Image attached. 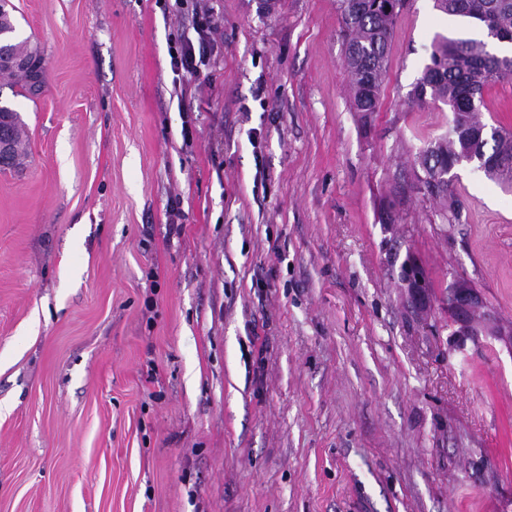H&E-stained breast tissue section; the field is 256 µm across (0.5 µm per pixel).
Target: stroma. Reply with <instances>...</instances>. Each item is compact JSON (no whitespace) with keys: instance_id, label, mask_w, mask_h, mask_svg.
<instances>
[{"instance_id":"1","label":"stroma","mask_w":512,"mask_h":512,"mask_svg":"<svg viewBox=\"0 0 512 512\" xmlns=\"http://www.w3.org/2000/svg\"><path fill=\"white\" fill-rule=\"evenodd\" d=\"M11 2L45 87L0 77V512H512V346L448 325L463 275L512 327V189L467 166L457 223L411 193L381 221L465 24L407 0L365 124L336 0H209L224 51L181 78L174 0ZM485 102L512 131V77ZM0 131L10 140L8 155L0 160V170H18L24 167L28 157L26 149L25 123L19 113L9 106L0 105ZM407 277L405 280L412 297L417 301H425L428 298V286L426 277L422 269L413 261H408L406 265Z\"/></svg>"}]
</instances>
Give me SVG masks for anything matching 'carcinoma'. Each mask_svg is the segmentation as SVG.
Here are the masks:
<instances>
[{"label": "carcinoma", "instance_id": "carcinoma-1", "mask_svg": "<svg viewBox=\"0 0 512 512\" xmlns=\"http://www.w3.org/2000/svg\"><path fill=\"white\" fill-rule=\"evenodd\" d=\"M405 0H337L345 66L351 79V105L368 118L379 110L389 70L393 33ZM434 7L451 18L494 26L487 36L512 45V0H434ZM43 56L37 42L16 35L14 7L0 0V76L13 80L14 95L30 99L44 86ZM512 76V53H497L487 41L473 37L436 38L408 103L420 107L441 102L453 113L448 134L427 144L418 156L410 191L433 186L428 199L441 202L440 213L455 210L452 169L462 157L475 160L484 175L512 188V133L479 119L485 88ZM0 128L9 139L0 170H18L28 157L25 123L19 113L0 105Z\"/></svg>", "mask_w": 512, "mask_h": 512}]
</instances>
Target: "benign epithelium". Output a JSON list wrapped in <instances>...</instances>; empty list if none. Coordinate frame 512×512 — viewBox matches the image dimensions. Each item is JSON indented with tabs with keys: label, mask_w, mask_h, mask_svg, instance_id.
Listing matches in <instances>:
<instances>
[{
	"label": "benign epithelium",
	"mask_w": 512,
	"mask_h": 512,
	"mask_svg": "<svg viewBox=\"0 0 512 512\" xmlns=\"http://www.w3.org/2000/svg\"><path fill=\"white\" fill-rule=\"evenodd\" d=\"M406 270V288L415 300H426L428 284L422 269L410 261L406 265ZM481 310L486 312L485 334L488 336L503 335L502 329L494 324L486 300L474 284L467 278L455 277L448 295V319L450 326L455 328L453 335L459 337L458 347H464L467 339L478 336L474 314Z\"/></svg>",
	"instance_id": "1"
}]
</instances>
